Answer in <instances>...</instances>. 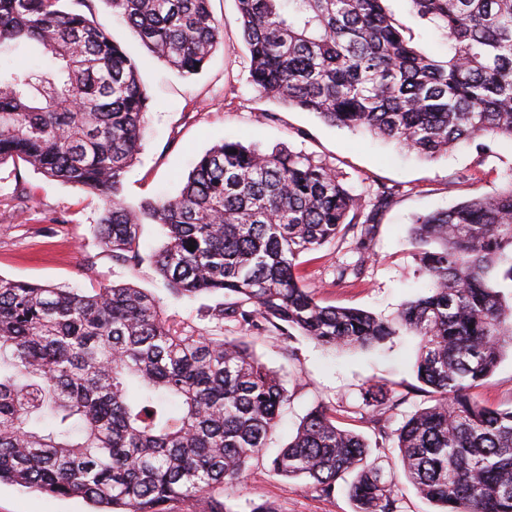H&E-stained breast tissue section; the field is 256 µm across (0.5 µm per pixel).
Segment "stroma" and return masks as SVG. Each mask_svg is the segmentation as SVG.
<instances>
[{"instance_id": "1", "label": "stroma", "mask_w": 512, "mask_h": 512, "mask_svg": "<svg viewBox=\"0 0 512 512\" xmlns=\"http://www.w3.org/2000/svg\"><path fill=\"white\" fill-rule=\"evenodd\" d=\"M223 38L201 73L185 78L154 58L113 17L103 0H90L89 19L112 35L135 57L150 98L146 133L138 161L126 175L123 195L139 204L177 195L196 161L214 144L238 140L264 149L287 146L333 167L355 192L373 183L397 187L369 246L359 257L351 240L336 242L299 259L298 274L324 306L356 308L384 318L425 288L417 277L418 258L407 240L416 215L443 210L456 202L497 193L512 178V143L501 141L481 150L464 145L426 160L395 144L332 127L312 112L287 108L262 97L249 82V58L243 44L234 0H212ZM31 201L17 208L15 195ZM102 202L80 188L46 179L24 163L0 165V275L21 281L86 289L97 284L130 283L155 294L165 308L177 305L157 275L152 256L164 241L159 225L140 232L141 263L115 264L92 228ZM363 261L361 276L336 277L339 264ZM253 349L286 380L288 405L284 423L266 454L274 456L300 420L318 404L327 405L337 426L365 437L372 456L383 461L397 455L381 441L363 405L366 388L382 384L391 408L387 430H397L431 398L415 375L416 340L399 335L385 347L335 352L315 342L262 336ZM493 408L512 407V353H504L496 370L474 391ZM348 481H339L333 498L310 488L307 480L284 479L257 470L240 485L230 505L251 512L254 505L275 504L278 512H353ZM79 497L59 498L0 485V512H88Z\"/></svg>"}]
</instances>
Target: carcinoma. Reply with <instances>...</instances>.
Listing matches in <instances>:
<instances>
[{
    "label": "carcinoma",
    "mask_w": 512,
    "mask_h": 512,
    "mask_svg": "<svg viewBox=\"0 0 512 512\" xmlns=\"http://www.w3.org/2000/svg\"><path fill=\"white\" fill-rule=\"evenodd\" d=\"M183 76L222 37L210 0H103ZM251 84L288 108L427 159L462 142L512 141V0H409L445 37L412 42L387 0H236ZM0 0V47L34 49L31 69L0 63V165L98 194L93 233L117 264L140 262L139 226L165 230L153 264L176 300H222L185 316L129 284L74 290L0 276V484L81 497L97 512H232L234 487L264 455L284 380L250 340L276 331L327 349L419 338L415 373L433 404L395 431L397 467L438 512H512V407L473 390L512 350V178L496 194L417 217L408 239L426 292L382 319L323 306L298 260L360 228L366 252L396 188L356 194L327 164L285 147L222 141L174 198L129 205L150 100L139 66L78 6ZM195 250H190V246ZM207 320L231 338L211 333ZM381 421L389 397L368 386ZM269 472L330 498L355 473V512H399L363 436L313 408Z\"/></svg>",
    "instance_id": "cac0c4a2"
}]
</instances>
